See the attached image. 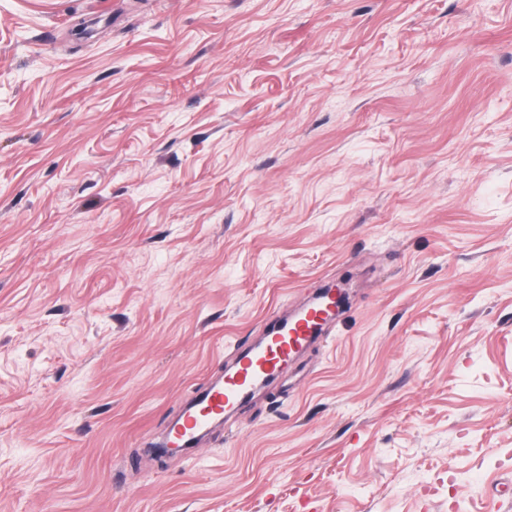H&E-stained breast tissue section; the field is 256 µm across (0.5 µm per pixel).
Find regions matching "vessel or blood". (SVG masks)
I'll return each mask as SVG.
<instances>
[{"mask_svg":"<svg viewBox=\"0 0 512 512\" xmlns=\"http://www.w3.org/2000/svg\"><path fill=\"white\" fill-rule=\"evenodd\" d=\"M320 312V306L312 304L296 317L270 323L264 345L242 355L234 375L198 394L188 404L181 423L171 433V442L189 447L195 438L205 435L213 421L230 411L255 380L275 371L309 341L310 330Z\"/></svg>","mask_w":512,"mask_h":512,"instance_id":"b4317fda","label":"vessel or blood"}]
</instances>
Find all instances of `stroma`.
<instances>
[{"label": "stroma", "mask_w": 512, "mask_h": 512, "mask_svg": "<svg viewBox=\"0 0 512 512\" xmlns=\"http://www.w3.org/2000/svg\"><path fill=\"white\" fill-rule=\"evenodd\" d=\"M0 512H512V0H0ZM323 307L311 304L294 318H282L267 326L266 343L258 350L250 351L239 359L234 375L224 384L216 385L198 394L187 406L182 422L176 426L170 441L177 446L194 448L193 440L205 435L214 420L230 411L255 380L272 373L283 362L311 340L310 330Z\"/></svg>", "instance_id": "stroma-1"}]
</instances>
